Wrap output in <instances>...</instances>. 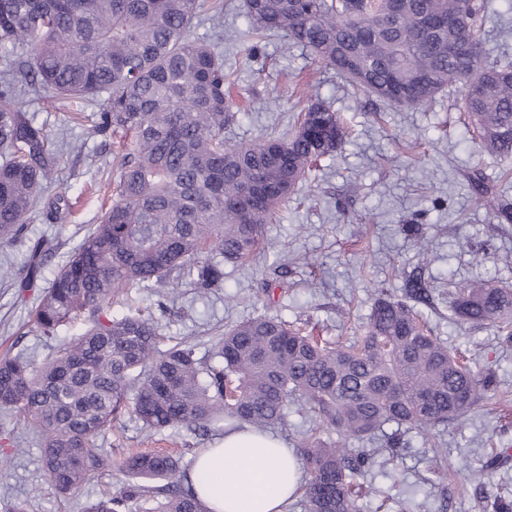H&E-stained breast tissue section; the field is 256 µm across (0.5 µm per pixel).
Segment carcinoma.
<instances>
[{
	"label": "carcinoma",
	"instance_id": "carcinoma-1",
	"mask_svg": "<svg viewBox=\"0 0 512 512\" xmlns=\"http://www.w3.org/2000/svg\"><path fill=\"white\" fill-rule=\"evenodd\" d=\"M200 0H0V247L13 244L40 209L52 224L71 208L58 195L42 205L43 182L61 148L17 107L16 46H25L31 83L54 97L100 106L94 130L120 136L115 201L60 266L34 310L45 336L82 320L84 332L37 362L0 357V410L43 439L46 476L64 495L112 467L99 438L130 411L149 430L209 431L249 425L259 433L283 424L296 406L338 440L303 441L305 512H360L370 455L348 448L394 423L429 430L458 421L496 390L476 368L432 336L407 301L381 294L358 346L331 347L286 322H240L206 358L182 342L158 348L151 314L114 318L112 300L131 288L164 285L188 273L207 290L224 282V263L243 262L265 243L266 225L318 162L341 147L339 116L320 103L288 134L227 145L235 119L232 73L220 37L192 35ZM487 0H405L389 20V0H240L256 33L281 35L308 49L354 89L408 108L428 106L462 85V112L480 151L512 156V63L492 60L481 37ZM460 15L454 26L425 32L422 16ZM500 224L512 202L483 197ZM49 241L29 245L33 288ZM454 313L496 327L512 345V289L493 280L458 287ZM119 469L139 484L90 503L85 512H125L133 498L150 512H205L184 485L182 458L127 455Z\"/></svg>",
	"mask_w": 512,
	"mask_h": 512
}]
</instances>
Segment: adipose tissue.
Returning <instances> with one entry per match:
<instances>
[{
	"label": "adipose tissue",
	"mask_w": 512,
	"mask_h": 512,
	"mask_svg": "<svg viewBox=\"0 0 512 512\" xmlns=\"http://www.w3.org/2000/svg\"><path fill=\"white\" fill-rule=\"evenodd\" d=\"M189 480L209 512H284L302 470L282 440L240 429L200 452Z\"/></svg>",
	"instance_id": "adipose-tissue-1"
}]
</instances>
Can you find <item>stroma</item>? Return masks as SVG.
I'll return each mask as SVG.
<instances>
[{"instance_id": "obj_1", "label": "stroma", "mask_w": 512, "mask_h": 512, "mask_svg": "<svg viewBox=\"0 0 512 512\" xmlns=\"http://www.w3.org/2000/svg\"><path fill=\"white\" fill-rule=\"evenodd\" d=\"M210 0H203L197 37L221 32L224 67L236 79L234 100L240 110L224 130L227 144L255 141L287 132L296 113L319 99L341 115L348 135L333 156L322 159L317 180L299 183L294 202L266 228V247L256 259L224 267L222 285L200 294L181 278L168 286L134 288L117 295L111 313L150 308L164 344L185 341L205 356L231 326L257 317H279L315 326L332 341L361 340L372 305L380 293L403 297L410 280L426 287L429 299L416 311L448 348H470L483 371L496 374L499 394L460 421L430 432L404 433L399 447L386 451L392 426L360 441L375 453L364 477L369 494L361 512H494L499 488L512 491V346H504L495 327L457 320L453 301L459 285L495 278L512 287V224L494 220L480 202L471 176L481 171L488 192L512 200V184L500 180L512 158L479 154L459 122L463 92L453 87L430 106L392 107L354 93L333 69L305 48L287 46L279 36L260 43L248 37L249 20L239 0H224L220 25H213ZM491 58L512 60V10L491 0L482 20ZM259 52H252V45ZM25 92L23 112L34 116L67 148L44 195L79 198L64 223L45 222L31 213L17 241L0 249V267H19L32 240L53 246L37 286L19 293L10 277L0 278V353L48 357L58 343L83 331L69 327L49 338L32 328L30 311L41 288L80 244L87 225L99 223L101 202L120 170L111 133L93 134L71 122L72 112H95L94 104L53 102L27 87L25 73L15 76ZM418 223L430 243L421 251L407 226ZM223 427L199 435L167 428L146 433L134 415H122L99 443L113 461L128 450L150 448L181 455L192 465L203 448L223 436ZM506 455L503 467L476 484L473 475L487 456ZM126 479L117 469L96 472L77 494L65 497L49 483L39 438L0 415V500L31 499L33 512H82L87 500L118 492Z\"/></svg>"}]
</instances>
